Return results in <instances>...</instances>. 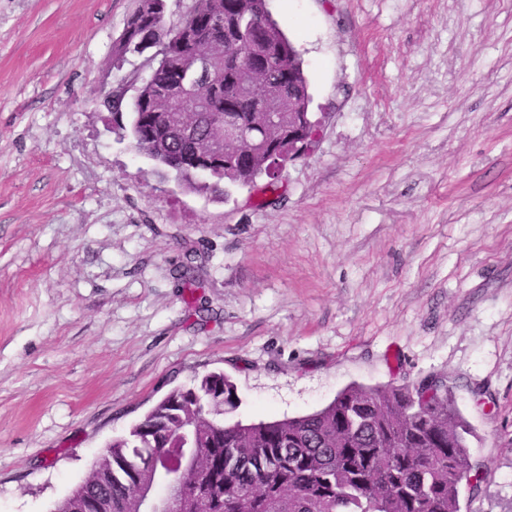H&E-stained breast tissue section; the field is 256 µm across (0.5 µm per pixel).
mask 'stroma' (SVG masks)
<instances>
[{
    "mask_svg": "<svg viewBox=\"0 0 512 512\" xmlns=\"http://www.w3.org/2000/svg\"><path fill=\"white\" fill-rule=\"evenodd\" d=\"M139 0H0V512H52L167 392L226 421L445 378L512 512V0H269L322 120L277 196L186 191L101 105ZM194 250L207 310L174 273Z\"/></svg>",
    "mask_w": 512,
    "mask_h": 512,
    "instance_id": "1",
    "label": "stroma"
}]
</instances>
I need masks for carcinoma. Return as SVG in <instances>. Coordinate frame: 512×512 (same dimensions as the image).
Wrapping results in <instances>:
<instances>
[{
  "mask_svg": "<svg viewBox=\"0 0 512 512\" xmlns=\"http://www.w3.org/2000/svg\"><path fill=\"white\" fill-rule=\"evenodd\" d=\"M162 0H139L115 49L121 59L161 41ZM309 84L293 43L267 8V0H194V10L169 39L136 100L115 92L103 101L112 122L130 133L132 147L158 161L195 155L212 165L222 186L268 181L266 154L288 137V125L269 136L255 131L262 112L288 111V99L304 103ZM219 114L253 132L250 146L224 163L209 153L211 118ZM196 124V137L180 141L168 132ZM181 278L188 305L203 310L196 258ZM238 404L237 387L220 372L160 399L129 432L112 440L87 476L55 507L73 512L81 495L112 496V512H134L146 473L169 472L162 494L184 495L206 480V512H462L460 474L481 465L470 449L471 425L440 378L405 386L350 385L327 406L309 414L254 423L224 422ZM194 424L199 448L191 472L172 476L169 449L181 447L179 429Z\"/></svg>",
  "mask_w": 512,
  "mask_h": 512,
  "instance_id": "obj_1",
  "label": "carcinoma"
}]
</instances>
